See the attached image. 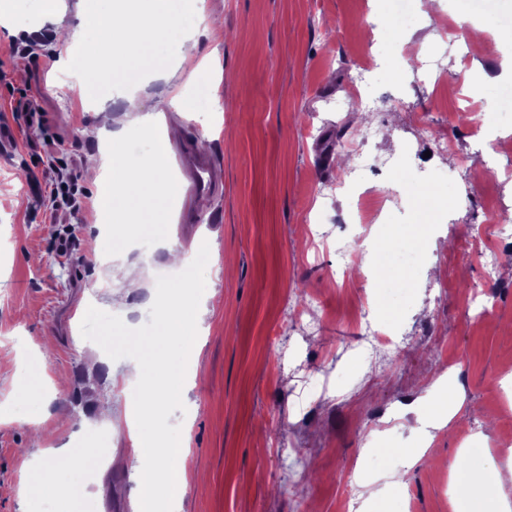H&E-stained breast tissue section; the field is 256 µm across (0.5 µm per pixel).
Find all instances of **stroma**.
<instances>
[{"label":"stroma","mask_w":512,"mask_h":512,"mask_svg":"<svg viewBox=\"0 0 512 512\" xmlns=\"http://www.w3.org/2000/svg\"><path fill=\"white\" fill-rule=\"evenodd\" d=\"M364 2L205 0L217 22L199 35L195 61L213 73L215 111L178 109L196 92L183 79L152 86L140 105L162 113L171 132L168 178L185 183L187 144L224 178L203 207L183 194L147 204L131 191L141 233L134 250L119 236L112 246L146 269V287L130 288L98 286V230L88 208L53 195L58 169L45 150L56 143L92 197L85 158L101 120L88 94L120 106L115 90L137 89L145 68L105 62L84 88L70 87L58 60L83 59V49L55 42L45 0H9L18 24L0 28V126L13 131L11 152L0 154V402L11 401L13 417L0 422V512H136V484L118 465L131 444L96 417L100 402L119 408L138 392L134 360L158 387L190 378L196 407L143 426L150 441L189 438L181 503L156 500L155 512H343L348 499L356 512H464L454 482H477L491 463L504 481L477 498L512 504V247L488 221L499 181L512 206V153L494 149L512 135V113L493 105L512 82V25L440 0L446 29L385 34V12ZM375 38L377 106L359 123L343 101ZM477 106L482 123L463 124L460 113ZM366 126L376 134L353 153ZM353 167L362 189L391 196L384 223H347L355 196L334 185ZM428 203L438 222L421 230ZM187 210L195 223H183ZM202 235L214 247L194 264V282L211 288L197 359L174 344L155 365L137 342L165 325L146 303L182 281L156 244L167 237L191 255ZM390 239L423 260L388 262L381 279L372 270L382 256L364 244ZM474 239L498 246L496 270L471 251ZM362 309L373 328L403 338L385 361L354 324ZM92 345L109 364L90 365ZM28 381L49 404L11 400ZM446 392L460 407L432 428ZM45 411L58 428L54 447L90 451L61 493L30 469L46 446L33 431ZM425 441L434 461L410 463L409 449ZM370 456L373 467L350 464ZM402 470L405 484L394 485Z\"/></svg>","instance_id":"1"}]
</instances>
